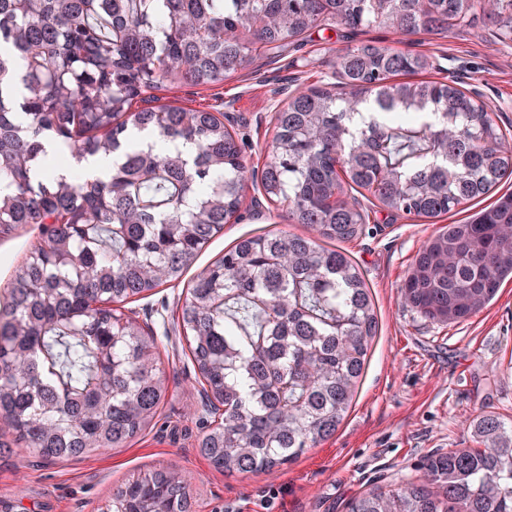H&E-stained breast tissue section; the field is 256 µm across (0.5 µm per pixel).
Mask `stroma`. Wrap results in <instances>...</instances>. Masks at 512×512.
<instances>
[{"mask_svg":"<svg viewBox=\"0 0 512 512\" xmlns=\"http://www.w3.org/2000/svg\"><path fill=\"white\" fill-rule=\"evenodd\" d=\"M362 42L431 55L428 79L454 78L464 90L493 101L494 123L512 133V40H501L479 13L466 27L400 41L379 27L353 35L336 25L321 26L300 45L288 46L277 62L256 57L221 85L167 86L158 97L187 108L229 106L232 129L249 143L246 166L259 172L287 90L330 82L336 53ZM488 205L475 201L431 221L379 207L371 212L367 233L345 245L371 290L379 322L347 416L333 436L292 464L270 473L229 475L214 469L198 445L215 415L180 326L186 282L240 237L306 231L288 222L282 204L246 188L240 221L225 224L186 281L165 284L132 304L141 326L157 338L168 379L157 418L124 447L79 460L50 463L0 454V512H103L118 486L157 470L187 479L189 512H346L347 503L371 483L418 479L421 456L471 447L469 424L480 412L512 422V279L461 323L422 318L402 305L398 293L424 241L442 224L464 222ZM41 236L37 224L0 233V306L7 304L15 271Z\"/></svg>","mask_w":512,"mask_h":512,"instance_id":"stroma-1","label":"stroma"}]
</instances>
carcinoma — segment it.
Returning <instances> with one entry per match:
<instances>
[{
  "label": "carcinoma",
  "instance_id": "obj_1",
  "mask_svg": "<svg viewBox=\"0 0 512 512\" xmlns=\"http://www.w3.org/2000/svg\"><path fill=\"white\" fill-rule=\"evenodd\" d=\"M477 8L512 40V0H0V232L56 218L0 308V448L48 462L108 452L166 397L157 340L125 305L180 281L238 218L247 167L221 111L141 106L152 92L220 85L326 22L442 34ZM432 67L425 54L357 44L336 54V82L275 112L258 190L309 234L239 239L182 306L191 359L224 407L199 443L214 468L277 470L347 415L378 331L340 247L367 230L352 192L436 219L512 176L493 102L453 80H400ZM374 100L393 111L353 134L346 114ZM135 130L158 142L134 143ZM50 140L65 151L48 154ZM118 152L106 180L55 175L72 157ZM510 275L512 193L426 240L399 293L426 319L460 322ZM471 433L480 447L432 452L419 479L373 485L347 512H512V423L482 412ZM188 508L186 479L159 470L124 483L106 512Z\"/></svg>",
  "mask_w": 512,
  "mask_h": 512
}]
</instances>
